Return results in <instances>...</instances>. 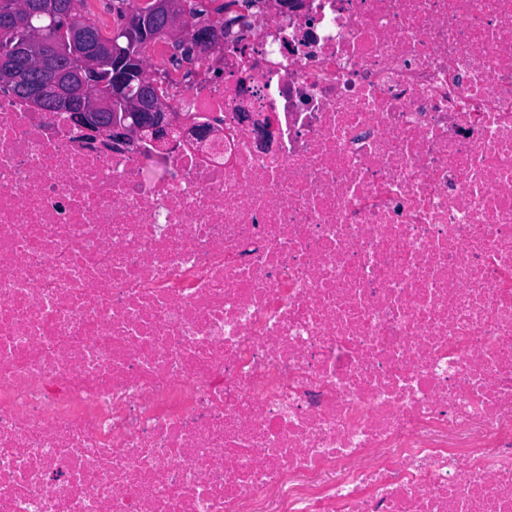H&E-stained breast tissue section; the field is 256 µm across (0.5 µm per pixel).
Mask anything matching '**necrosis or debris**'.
<instances>
[{
	"label": "necrosis or debris",
	"instance_id": "4bbe7bcc",
	"mask_svg": "<svg viewBox=\"0 0 512 512\" xmlns=\"http://www.w3.org/2000/svg\"><path fill=\"white\" fill-rule=\"evenodd\" d=\"M103 145L0 92V512H512V0H235Z\"/></svg>",
	"mask_w": 512,
	"mask_h": 512
}]
</instances>
